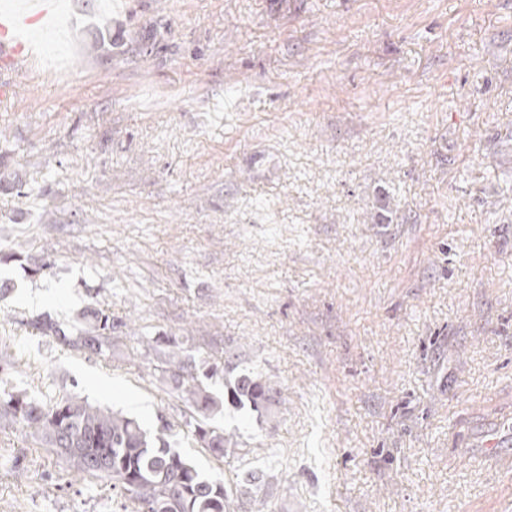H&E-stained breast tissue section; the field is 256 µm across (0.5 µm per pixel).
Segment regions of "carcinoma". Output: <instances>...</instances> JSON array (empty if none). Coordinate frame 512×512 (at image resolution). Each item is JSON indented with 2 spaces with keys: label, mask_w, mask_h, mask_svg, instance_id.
<instances>
[{
  "label": "carcinoma",
  "mask_w": 512,
  "mask_h": 512,
  "mask_svg": "<svg viewBox=\"0 0 512 512\" xmlns=\"http://www.w3.org/2000/svg\"><path fill=\"white\" fill-rule=\"evenodd\" d=\"M87 317L88 323L74 336L48 316L37 328L65 345L102 354L112 347V314L91 309ZM150 341L168 349L165 371L182 377L176 390L186 394L195 436L216 458L237 446L232 435L210 423L223 402L247 404L260 416L276 402L277 391L252 372L226 382L221 402L195 383L194 359L178 338L154 336ZM0 416L14 418L39 434L69 469L84 478L112 483L117 495L132 503L133 512H233L224 482L201 474L171 447L167 421L151 432L137 419L85 399L58 398L50 392L36 398L25 390L4 387L0 389Z\"/></svg>",
  "instance_id": "carcinoma-1"
}]
</instances>
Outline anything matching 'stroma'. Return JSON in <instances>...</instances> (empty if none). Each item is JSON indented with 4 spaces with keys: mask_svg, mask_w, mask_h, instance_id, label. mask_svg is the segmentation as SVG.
I'll use <instances>...</instances> for the list:
<instances>
[{
    "mask_svg": "<svg viewBox=\"0 0 512 512\" xmlns=\"http://www.w3.org/2000/svg\"><path fill=\"white\" fill-rule=\"evenodd\" d=\"M0 70L13 386L153 430L243 512H512V0H61ZM49 262L33 277L28 267ZM110 311L112 351L44 336ZM281 394L206 452L146 336ZM0 512H122L0 418Z\"/></svg>",
    "mask_w": 512,
    "mask_h": 512,
    "instance_id": "1",
    "label": "stroma"
}]
</instances>
